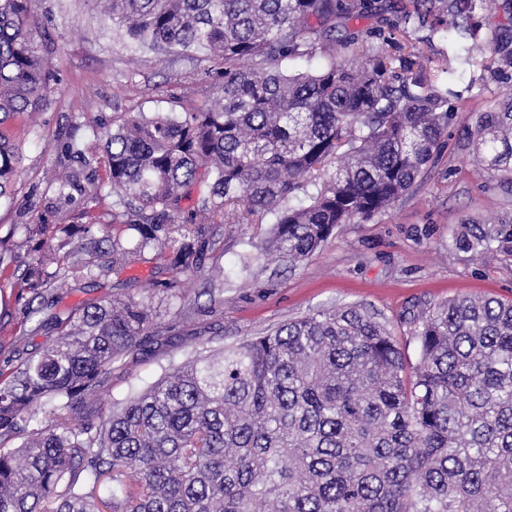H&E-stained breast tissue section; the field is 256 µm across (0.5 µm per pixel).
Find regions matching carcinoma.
<instances>
[{
  "label": "carcinoma",
  "instance_id": "carcinoma-1",
  "mask_svg": "<svg viewBox=\"0 0 512 512\" xmlns=\"http://www.w3.org/2000/svg\"><path fill=\"white\" fill-rule=\"evenodd\" d=\"M34 0H0V200L24 175L12 128L51 93ZM137 50L201 52L219 95L174 116L124 112L101 156L71 139L75 167L44 212L108 189L112 223L23 225L24 267L0 282L24 302L58 295L94 259L123 267L147 249L179 275L201 269L226 209L275 216L265 258L297 264L340 224L392 206L441 147L450 60L424 54L429 27L505 87L464 147L512 180V0H405L374 35L408 43L392 62L336 32L365 0H101ZM325 64L293 75L284 59ZM193 200L192 206L183 202ZM137 233L134 244L124 231ZM88 242L73 247L76 235ZM471 257L512 261V215L452 229ZM157 309L132 298L42 320L55 339L0 367V512H512V301L456 297L416 320L411 363L387 326L356 306L316 310L263 336L197 352L109 416L87 399L149 333Z\"/></svg>",
  "mask_w": 512,
  "mask_h": 512
}]
</instances>
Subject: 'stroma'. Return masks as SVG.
Listing matches in <instances>:
<instances>
[{
	"instance_id": "1",
	"label": "stroma",
	"mask_w": 512,
	"mask_h": 512,
	"mask_svg": "<svg viewBox=\"0 0 512 512\" xmlns=\"http://www.w3.org/2000/svg\"><path fill=\"white\" fill-rule=\"evenodd\" d=\"M46 18L38 38L59 90L34 122L17 130L25 175L14 203L0 202V253L25 259L22 224L28 205L43 207L56 195L55 172L67 166L64 144L71 123L86 154H102L93 129L111 125L129 110L180 111L186 101L202 103L216 94L203 76L199 54L140 55L95 0H38ZM431 55L448 56L455 69L449 85L459 102L448 122L445 144L413 186L389 209L359 224L340 225L304 262L290 265L259 255L272 216L254 224L224 227V276L201 272L177 278L162 269L154 251L132 258L117 271L92 270L84 287L45 307V315L88 300L130 297L168 304L132 353L112 366L104 388L92 399L100 414L132 391L146 387L191 353L262 336L311 311L353 305L385 323L409 360H417L411 337L415 320L434 304L458 297L490 295L512 301V266L493 257L479 260L458 251L450 230L472 216L493 221L512 210V185L483 173L458 140L502 91L462 59L461 44L447 35L418 33ZM24 305L0 297V366L17 364L52 343L50 333L22 334Z\"/></svg>"
}]
</instances>
